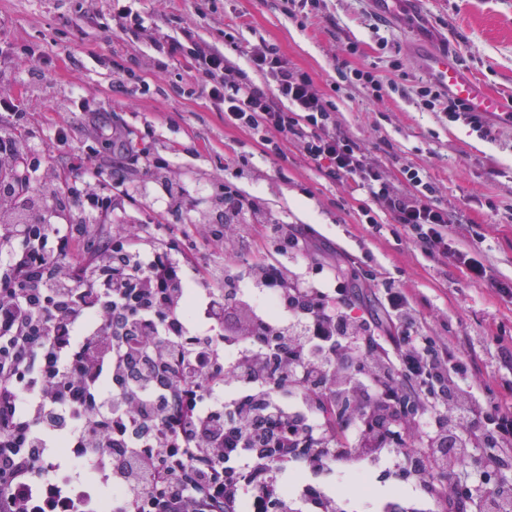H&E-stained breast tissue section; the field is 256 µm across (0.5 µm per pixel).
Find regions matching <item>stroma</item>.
Returning a JSON list of instances; mask_svg holds the SVG:
<instances>
[{"label":"stroma","instance_id":"35a3bbf8","mask_svg":"<svg viewBox=\"0 0 512 512\" xmlns=\"http://www.w3.org/2000/svg\"><path fill=\"white\" fill-rule=\"evenodd\" d=\"M132 9L128 19L113 0H0V90L18 104L0 110V134L17 141L51 223L85 224L100 243L115 225L138 226L144 250L174 248L201 289L223 288L229 263L240 287L252 288L251 269L280 258L266 225H294L310 240L304 257L287 260L296 280L329 288L340 270L405 289L423 330L471 358L486 400L512 407V367L499 357L512 348V302L425 255L392 218L370 228L371 199L326 178L293 144L277 156L225 123L195 69L201 48L243 69L253 48H275L331 96L337 124L393 181L402 164L421 167L437 203L465 221L468 245L512 277V126L488 115V139L416 104L428 79L416 56L427 46L448 47L486 90L512 97V0H423L415 17L400 12L378 27L369 0H317L293 14L284 0H133ZM173 40L183 52L171 58ZM353 68L373 71L381 95L348 85ZM93 111L126 135L129 156L106 149ZM89 164L99 181L86 177ZM102 197L111 202L104 216L87 204ZM223 218L234 222L230 255L212 237ZM455 479L480 497L512 483V469L478 448ZM354 489L364 496L357 512H382L394 490L408 512L420 503L418 487L386 459Z\"/></svg>","mask_w":512,"mask_h":512}]
</instances>
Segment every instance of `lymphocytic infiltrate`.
Segmentation results:
<instances>
[{
  "mask_svg": "<svg viewBox=\"0 0 512 512\" xmlns=\"http://www.w3.org/2000/svg\"><path fill=\"white\" fill-rule=\"evenodd\" d=\"M249 64L273 79L274 96L223 51L197 56L229 124L295 143L331 181L363 189L427 256L512 300V278L462 243L458 218L434 202L436 189L419 168L405 165L403 183L395 184L359 139L336 126L335 102L308 74L264 46ZM417 103L491 133L481 114L435 85L421 86ZM35 194L18 170L13 139L1 135L0 204L11 206L15 220L0 231V433L25 451L0 457L8 512H27L16 489L38 486L44 450L58 436L74 441L85 478H95L94 464L106 458L104 432L125 444L110 473L118 512H234L245 480L268 510L276 498L263 472L241 475L257 443L276 448V462L313 475L333 456L391 453L400 473L417 474L425 500L448 512H512L510 485L476 500L436 481L475 448L495 461L512 454V410L481 397L463 353L421 334L404 289L380 291L379 321L362 311L345 279L332 289L306 288L287 266L265 263L250 278L274 302V315L245 298L231 272L220 292L203 291L196 304L179 263L160 251L143 263L139 231L122 227L103 248L116 262L82 293V267L66 262L72 234L54 233L45 215L27 207ZM220 343L236 351L233 362L216 355ZM226 367L235 390L218 397L209 381ZM113 382L134 398L136 411L109 408ZM412 398L422 416L408 427L398 416ZM326 401L339 403L353 430L345 448L334 447L323 422Z\"/></svg>",
  "mask_w": 512,
  "mask_h": 512,
  "instance_id": "obj_1",
  "label": "lymphocytic infiltrate"
}]
</instances>
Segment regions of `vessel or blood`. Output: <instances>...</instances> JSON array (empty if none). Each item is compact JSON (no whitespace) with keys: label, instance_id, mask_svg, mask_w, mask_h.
Wrapping results in <instances>:
<instances>
[{"label":"vessel or blood","instance_id":"1","mask_svg":"<svg viewBox=\"0 0 512 512\" xmlns=\"http://www.w3.org/2000/svg\"><path fill=\"white\" fill-rule=\"evenodd\" d=\"M422 64L435 84L470 110L480 113H512V104L482 90L466 76L448 52L432 49L422 56Z\"/></svg>","mask_w":512,"mask_h":512}]
</instances>
